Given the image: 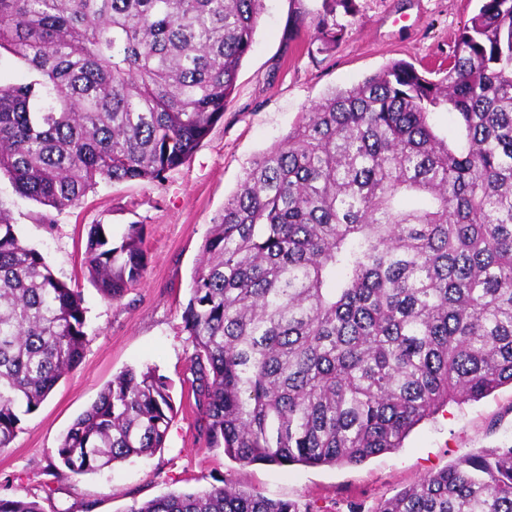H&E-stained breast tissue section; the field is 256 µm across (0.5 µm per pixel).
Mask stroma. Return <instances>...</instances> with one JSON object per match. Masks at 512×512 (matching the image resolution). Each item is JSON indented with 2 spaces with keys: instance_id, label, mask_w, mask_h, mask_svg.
Wrapping results in <instances>:
<instances>
[{
  "instance_id": "1",
  "label": "stroma",
  "mask_w": 512,
  "mask_h": 512,
  "mask_svg": "<svg viewBox=\"0 0 512 512\" xmlns=\"http://www.w3.org/2000/svg\"><path fill=\"white\" fill-rule=\"evenodd\" d=\"M340 42L320 48L312 25L322 0H263L232 101L193 155L156 182L100 183L62 211L16 193L0 175V207L54 275L80 290L88 342L82 362L56 384L9 448L0 452V496L38 501L44 512H126L133 503L224 484L305 512H376L382 500L457 463L512 448V387L451 404L419 424L403 447L357 464H242L208 448L187 381L193 347L182 313L204 239L250 163L280 142L313 102L394 60L417 69L447 65L477 0H356ZM113 240L145 227L147 266L117 301L104 299L83 265L87 232ZM168 377L174 418L164 448L113 469L72 476L55 458L73 421L127 368Z\"/></svg>"
}]
</instances>
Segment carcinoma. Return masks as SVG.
Returning <instances> with one entry per match:
<instances>
[{
	"mask_svg": "<svg viewBox=\"0 0 512 512\" xmlns=\"http://www.w3.org/2000/svg\"><path fill=\"white\" fill-rule=\"evenodd\" d=\"M312 21L334 45L356 0ZM262 0H0V173L58 211L159 181L224 118ZM446 111L456 135L441 136ZM144 226L91 225L83 264L122 298ZM184 329L199 430L243 464H353L450 402L512 386V0H479L442 76L395 60L336 88L258 156L201 249ZM83 299L0 209V450L88 342ZM154 367L117 375L54 450L69 473L165 446ZM0 512H43L0 497ZM126 512H310L226 485ZM377 512H512V448L468 456Z\"/></svg>",
	"mask_w": 512,
	"mask_h": 512,
	"instance_id": "1",
	"label": "carcinoma"
}]
</instances>
